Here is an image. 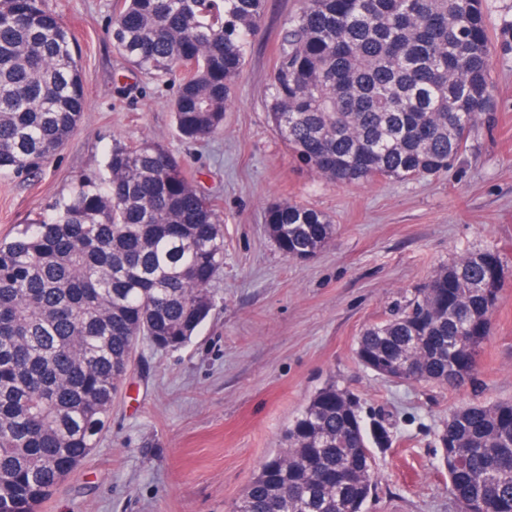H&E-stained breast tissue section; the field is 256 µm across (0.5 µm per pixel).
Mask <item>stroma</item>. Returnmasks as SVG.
<instances>
[{
    "mask_svg": "<svg viewBox=\"0 0 512 512\" xmlns=\"http://www.w3.org/2000/svg\"><path fill=\"white\" fill-rule=\"evenodd\" d=\"M46 4L76 38L85 110L42 170L0 178V239L50 214L115 143L153 136L218 204L224 268L209 285L215 306L191 342L163 351L139 344L108 431L39 512H229L330 383L353 393L364 417L389 423L390 446L373 451L379 481L366 512H459L437 441L442 424L470 402L512 400V0L484 2L494 124L476 127L466 155L444 173L348 186L300 164L267 119L282 29L303 0H267L224 129L202 142L178 135L171 86L133 70L113 45L116 0ZM274 200L329 215L334 240L309 260L288 259L266 231ZM474 249L504 264L474 378L462 387L395 383L365 369L355 355L364 329Z\"/></svg>",
    "mask_w": 512,
    "mask_h": 512,
    "instance_id": "1",
    "label": "stroma"
}]
</instances>
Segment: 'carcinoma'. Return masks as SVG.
<instances>
[{"mask_svg":"<svg viewBox=\"0 0 512 512\" xmlns=\"http://www.w3.org/2000/svg\"><path fill=\"white\" fill-rule=\"evenodd\" d=\"M266 0H121L112 40L156 81H177L178 133L224 127ZM492 39L483 0H304L269 78L273 130L336 185L412 181L459 161L494 116ZM85 90L75 39L45 0H0V177L41 169L77 129ZM287 257L314 256L336 234L325 213L266 208ZM224 268L218 210L154 137L116 145L105 173L80 179L53 214L0 241V512H36L95 448L132 349L187 344L214 305ZM503 262L482 250L433 272L356 352L378 375L409 361L407 382L457 386L479 351ZM381 419L330 383L286 432L231 512H364L378 481L370 445ZM439 442L460 512H512V402L471 403Z\"/></svg>","mask_w":512,"mask_h":512,"instance_id":"obj_1","label":"carcinoma"}]
</instances>
